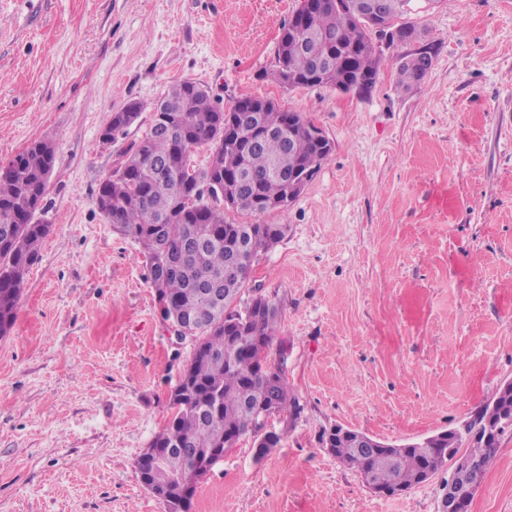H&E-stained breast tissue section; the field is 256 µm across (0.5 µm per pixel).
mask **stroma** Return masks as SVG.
Returning <instances> with one entry per match:
<instances>
[{"mask_svg":"<svg viewBox=\"0 0 512 512\" xmlns=\"http://www.w3.org/2000/svg\"><path fill=\"white\" fill-rule=\"evenodd\" d=\"M299 0H0V168L56 151L51 227L0 338V512H165L136 461L170 416L191 346L161 325L141 247L97 208L99 184L191 80L302 113L333 150L286 210L250 288L274 302L270 348L299 407L269 418L196 484L192 512H439L443 476L392 497L322 448L340 424L401 444L460 427L512 379V0H412L436 49L415 89L384 62L370 92L283 87ZM144 109L103 144L111 113ZM469 512H512V431Z\"/></svg>","mask_w":512,"mask_h":512,"instance_id":"35a3bbf8","label":"stroma"}]
</instances>
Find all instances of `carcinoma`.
Masks as SVG:
<instances>
[{
    "label": "carcinoma",
    "mask_w": 512,
    "mask_h": 512,
    "mask_svg": "<svg viewBox=\"0 0 512 512\" xmlns=\"http://www.w3.org/2000/svg\"><path fill=\"white\" fill-rule=\"evenodd\" d=\"M411 0H383L372 15L370 0H316L303 15L295 10L282 28L272 77L288 88L363 83L373 86L383 50L369 30L385 36ZM435 51L426 44L417 56L392 58L397 85L417 87L433 64ZM327 61L323 70L315 59ZM137 112H113L107 122L108 144L125 134ZM313 123L278 103L241 95L227 111L192 81L169 87L153 112L148 132L121 154V163L98 188L96 205L121 234L137 241L146 259L148 281L164 318L181 323L196 337L191 357L169 398L172 416L152 445L169 450L163 467L146 474L165 482L167 512H190L191 499L181 496L187 479L206 471L199 463L233 437H255L256 456L273 445L261 436L272 413L295 407L285 372L274 375L278 362L269 349L278 325L271 301L241 305L258 253L284 236V224H238L224 217L220 204L246 214L284 209L289 178L308 183L328 158L324 144L311 134ZM210 151L206 166L191 164L193 150ZM55 150L37 141L0 171V337L11 329L24 288V274L39 257V244L50 225L34 221L46 194V178ZM512 429V391L498 388L468 421L469 431L440 437L425 451L405 445L363 453L351 434L323 431L320 443L344 465L384 488L409 490L428 473H437L458 454L485 476L504 432ZM481 482L458 484L468 506Z\"/></svg>",
    "instance_id": "carcinoma-1"
}]
</instances>
